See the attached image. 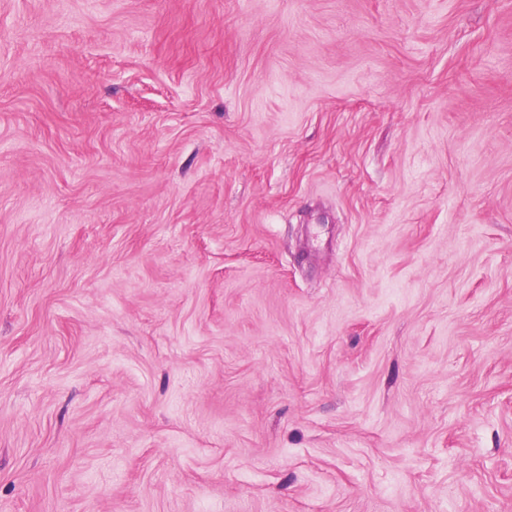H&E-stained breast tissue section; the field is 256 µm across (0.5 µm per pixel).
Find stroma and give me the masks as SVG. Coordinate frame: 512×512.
<instances>
[{"label":"stroma","mask_w":512,"mask_h":512,"mask_svg":"<svg viewBox=\"0 0 512 512\" xmlns=\"http://www.w3.org/2000/svg\"><path fill=\"white\" fill-rule=\"evenodd\" d=\"M0 512H512V0H0Z\"/></svg>","instance_id":"obj_1"}]
</instances>
